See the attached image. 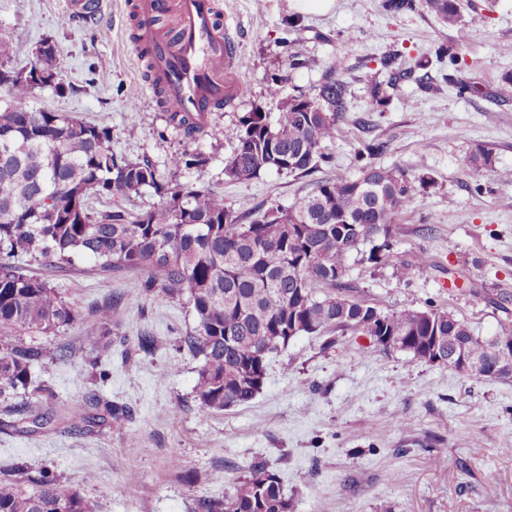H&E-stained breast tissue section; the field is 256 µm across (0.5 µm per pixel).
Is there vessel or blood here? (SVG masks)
Listing matches in <instances>:
<instances>
[{"label": "vessel or blood", "mask_w": 512, "mask_h": 512, "mask_svg": "<svg viewBox=\"0 0 512 512\" xmlns=\"http://www.w3.org/2000/svg\"><path fill=\"white\" fill-rule=\"evenodd\" d=\"M174 6L175 31L159 18ZM139 25L134 47L152 65L151 85L162 89L163 109L188 113L209 128L218 104L240 98L245 83L239 72L240 41L214 0H132Z\"/></svg>", "instance_id": "b4317fda"}]
</instances>
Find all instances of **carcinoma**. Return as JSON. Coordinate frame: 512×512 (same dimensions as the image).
<instances>
[{
  "label": "carcinoma",
  "instance_id": "carcinoma-1",
  "mask_svg": "<svg viewBox=\"0 0 512 512\" xmlns=\"http://www.w3.org/2000/svg\"><path fill=\"white\" fill-rule=\"evenodd\" d=\"M420 6L442 21L459 17L458 0H384L397 14ZM31 65L60 75L57 47L34 55ZM386 79L369 84L370 112H383L389 90L413 77V70L385 57ZM341 61L311 95L282 103L278 116L256 107L240 117L241 132L224 175L246 181L267 171L307 174L325 160L348 111V82ZM170 123L195 139L204 131L186 115ZM0 398L26 387L33 366L60 360L62 351L38 338L57 334L77 318V310L51 284L52 273L77 257L94 260L103 274L144 271L147 295L186 299L196 325L181 345L200 359L195 400L203 414L244 405L262 390L270 356L288 346V331L322 335L336 330L375 340L390 336L394 350L427 363L448 358V346H467L474 358L512 343V330L489 339L474 334L467 321L439 308L382 312L345 296L352 255L378 264L389 257L399 234L396 215L409 210L432 177L372 164L360 175H340L316 183L295 204L270 207L257 217L235 210L224 196L203 186L161 181L152 162L128 160L112 151V128L59 112H20L0 100ZM482 146L469 157L479 171L491 165ZM146 187L162 199L133 216L121 205L93 211L88 198L129 199ZM384 228L376 241L368 230ZM45 264L34 276L21 260ZM437 349L438 353L431 352ZM11 419L0 423L35 433L50 417L29 407H4ZM129 409L97 392L70 411V425L125 419ZM289 499L279 476L259 461L249 467L224 500L202 498L197 512H287ZM0 512H97L96 503L61 485L53 472L19 468L0 475Z\"/></svg>",
  "mask_w": 512,
  "mask_h": 512
}]
</instances>
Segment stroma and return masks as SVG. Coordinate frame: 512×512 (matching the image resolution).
Returning <instances> with one entry per match:
<instances>
[{
    "instance_id": "stroma-1",
    "label": "stroma",
    "mask_w": 512,
    "mask_h": 512,
    "mask_svg": "<svg viewBox=\"0 0 512 512\" xmlns=\"http://www.w3.org/2000/svg\"><path fill=\"white\" fill-rule=\"evenodd\" d=\"M65 2L0 0V56L22 67L52 39L69 88H44L14 100L15 108L107 124L117 155L148 158L159 179L209 187L227 206L258 216L292 205L316 182L358 176L368 162L429 175L414 207L394 218L400 234L391 258L349 259L350 297L385 312L434 306L484 338L512 329V80H503L512 77V0H458L455 24L423 9L390 14L383 0H336L326 15L294 11L290 0H216L239 28L249 92L211 113L196 141L169 123L143 76L129 0H103L96 18L70 26L61 20ZM476 13L483 25H470ZM441 43L458 51L457 76L474 92L449 85L447 63L434 59ZM295 52L309 64L292 71ZM389 54L414 76L399 83L386 111H367V84ZM336 60L346 69L349 110L324 147L327 162L307 176L225 177L240 117L258 105L273 115L280 109L268 95L271 75L285 76L283 95L310 94ZM372 140L385 150L369 157ZM479 145L491 150L492 165L477 173L468 157ZM192 153L202 154L201 166L185 167ZM92 264L75 260L53 278L79 312L50 339L67 359L34 366L28 388L12 399L57 419L31 434L0 425L1 471L48 468L100 512H193L199 498L231 493L256 461L279 475L291 512H512V380L479 381L348 332H335L331 345L303 333L272 356L250 403L205 416L194 393L199 361L179 345L195 327L191 306L145 296L142 272L99 276ZM110 298L120 305L106 327L94 308ZM144 331L155 338L150 355L135 345ZM94 339L110 346L104 379L88 364ZM92 390L127 404L130 418L69 430L61 414ZM434 446L444 452L438 466Z\"/></svg>"
}]
</instances>
